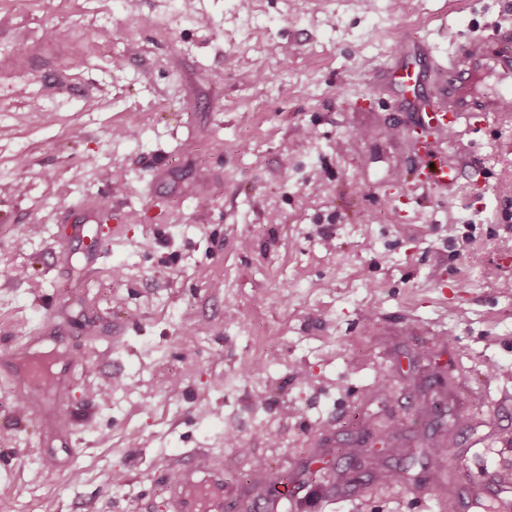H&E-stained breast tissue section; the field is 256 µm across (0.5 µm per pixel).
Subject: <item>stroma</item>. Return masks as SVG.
<instances>
[{
	"mask_svg": "<svg viewBox=\"0 0 512 512\" xmlns=\"http://www.w3.org/2000/svg\"><path fill=\"white\" fill-rule=\"evenodd\" d=\"M508 13L0 0V356L55 310L75 361L64 433L0 381V512H166L196 448L235 512H493L465 487L512 481V126L460 128L483 176L417 199L377 74ZM89 206L129 219L91 274Z\"/></svg>",
	"mask_w": 512,
	"mask_h": 512,
	"instance_id": "35a3bbf8",
	"label": "stroma"
}]
</instances>
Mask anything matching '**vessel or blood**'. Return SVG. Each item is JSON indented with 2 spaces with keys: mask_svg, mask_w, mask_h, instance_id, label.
Wrapping results in <instances>:
<instances>
[{
  "mask_svg": "<svg viewBox=\"0 0 512 512\" xmlns=\"http://www.w3.org/2000/svg\"><path fill=\"white\" fill-rule=\"evenodd\" d=\"M396 53L394 64L379 78L411 89V96L402 100L408 122L432 135L431 141L412 143L407 151L412 188L426 195H448L471 163L446 156L447 138L462 123L472 132L484 131L500 113L512 110V17L484 32H466L444 56L419 39L398 43ZM126 237V225L109 226L87 257L89 269L97 270L112 243ZM169 470V512H227L222 466L199 468L179 457L171 460ZM469 497L491 502L496 512H512V491L496 475H484L470 488Z\"/></svg>",
  "mask_w": 512,
  "mask_h": 512,
  "instance_id": "b4317fda",
  "label": "vessel or blood"
}]
</instances>
